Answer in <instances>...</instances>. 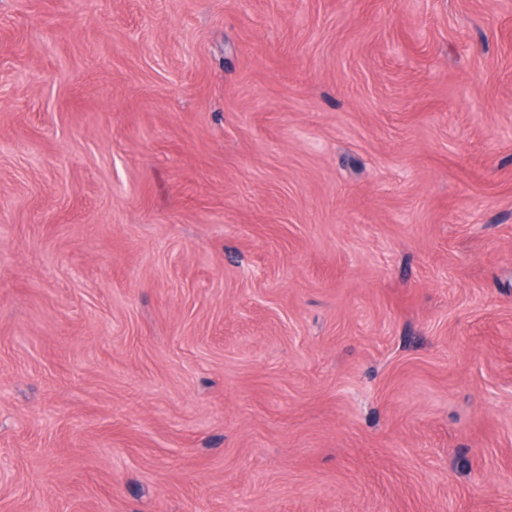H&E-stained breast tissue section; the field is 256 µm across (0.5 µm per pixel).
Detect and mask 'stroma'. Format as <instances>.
<instances>
[{
  "mask_svg": "<svg viewBox=\"0 0 512 512\" xmlns=\"http://www.w3.org/2000/svg\"><path fill=\"white\" fill-rule=\"evenodd\" d=\"M0 512H512V0H0Z\"/></svg>",
  "mask_w": 512,
  "mask_h": 512,
  "instance_id": "1",
  "label": "stroma"
}]
</instances>
